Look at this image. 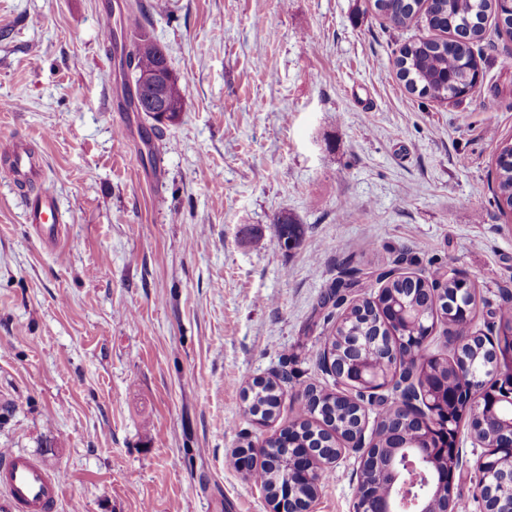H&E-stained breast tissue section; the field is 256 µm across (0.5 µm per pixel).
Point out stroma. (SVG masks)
<instances>
[{"label":"stroma","instance_id":"obj_1","mask_svg":"<svg viewBox=\"0 0 512 512\" xmlns=\"http://www.w3.org/2000/svg\"><path fill=\"white\" fill-rule=\"evenodd\" d=\"M367 0H0V142L43 163L66 237L23 217L37 184L0 160V450L64 475L56 512H269L234 463L293 419L307 384L335 389L320 302L376 296L379 274L467 276L471 334L512 301V211L494 198L512 145V35L487 20L476 89L409 91L400 48L431 37ZM170 50L185 94L154 129L127 109L131 10ZM494 109H487L488 99ZM126 132L116 135L117 123ZM302 225L285 250L274 218ZM279 414L246 412L253 380ZM456 498L482 512L468 425ZM359 454L314 512H353Z\"/></svg>","mask_w":512,"mask_h":512}]
</instances>
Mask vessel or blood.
<instances>
[{
  "label": "vessel or blood",
  "instance_id": "1",
  "mask_svg": "<svg viewBox=\"0 0 512 512\" xmlns=\"http://www.w3.org/2000/svg\"><path fill=\"white\" fill-rule=\"evenodd\" d=\"M10 163L7 173L14 183L38 181L39 191L25 206L26 223L36 225L42 243L52 246L62 242V224L56 195L27 153L17 144L4 151ZM63 476L51 470L34 455L0 452V496L11 512H55L62 495Z\"/></svg>",
  "mask_w": 512,
  "mask_h": 512
}]
</instances>
